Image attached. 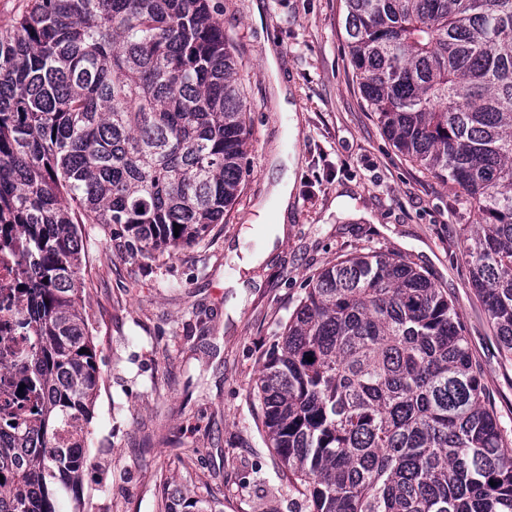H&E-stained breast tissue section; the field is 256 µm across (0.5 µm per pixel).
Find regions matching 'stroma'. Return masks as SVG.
I'll use <instances>...</instances> for the list:
<instances>
[{
	"mask_svg": "<svg viewBox=\"0 0 512 512\" xmlns=\"http://www.w3.org/2000/svg\"><path fill=\"white\" fill-rule=\"evenodd\" d=\"M233 44L250 126L248 167L223 223L177 255L134 257L85 227L82 305L102 377L88 427L82 495L60 512H155L161 481L224 512H309L255 418L253 387L308 282L356 253L402 256L454 304L487 403L512 448V358L471 285L463 190L410 161L380 128L350 64L343 0H210ZM299 119L272 92L266 49ZM294 150L284 234L261 264L240 261L272 230L253 205L273 181L272 150Z\"/></svg>",
	"mask_w": 512,
	"mask_h": 512,
	"instance_id": "35a3bbf8",
	"label": "stroma"
}]
</instances>
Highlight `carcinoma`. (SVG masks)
I'll list each match as a JSON object with an SVG mask.
<instances>
[{
	"instance_id": "obj_1",
	"label": "carcinoma",
	"mask_w": 512,
	"mask_h": 512,
	"mask_svg": "<svg viewBox=\"0 0 512 512\" xmlns=\"http://www.w3.org/2000/svg\"><path fill=\"white\" fill-rule=\"evenodd\" d=\"M343 2L384 133L478 211L465 257L512 355V0ZM235 75L208 0H29L0 30V224L31 246L45 392L42 445L11 449L0 512H58L57 490L89 466L101 375L79 305L83 225H119L137 255L194 245L222 221L247 165ZM256 389L312 512H512V449L453 306L401 258L323 269ZM223 507L176 485L157 503Z\"/></svg>"
}]
</instances>
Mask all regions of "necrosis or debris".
Returning <instances> with one entry per match:
<instances>
[{
    "label": "necrosis or debris",
    "instance_id": "4bbe7bcc",
    "mask_svg": "<svg viewBox=\"0 0 512 512\" xmlns=\"http://www.w3.org/2000/svg\"><path fill=\"white\" fill-rule=\"evenodd\" d=\"M29 247L0 234V446L36 445L44 396L31 355L38 336L26 313L32 279Z\"/></svg>",
    "mask_w": 512,
    "mask_h": 512
}]
</instances>
